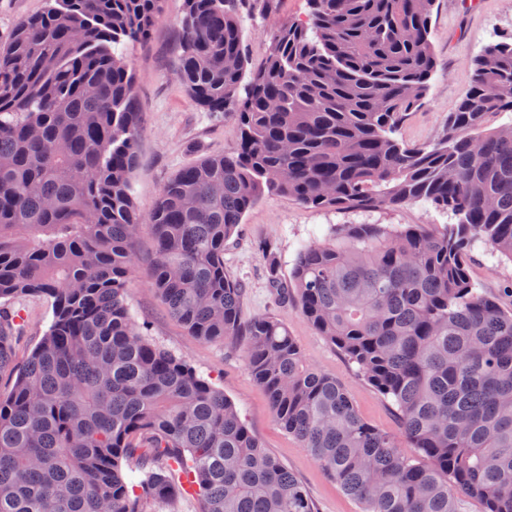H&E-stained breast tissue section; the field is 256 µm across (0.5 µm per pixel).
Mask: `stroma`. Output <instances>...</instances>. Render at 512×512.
I'll return each mask as SVG.
<instances>
[{"label":"stroma","mask_w":512,"mask_h":512,"mask_svg":"<svg viewBox=\"0 0 512 512\" xmlns=\"http://www.w3.org/2000/svg\"><path fill=\"white\" fill-rule=\"evenodd\" d=\"M183 0H164L163 14L149 39L127 44L123 53L134 75L138 106L143 114L139 164L130 177L131 196L141 215L154 209L162 186L180 169L213 154L233 151L239 136L234 117L202 111L190 98L177 69V46L183 38L179 21ZM308 0H278L275 15L266 17L251 8L240 14V31L252 63L263 61L269 50L270 27L307 20ZM512 38V0H436L431 17V41L438 61L422 104L404 118L397 136L409 143L432 142L454 111L472 79V62L484 47ZM447 213L417 202L393 210L350 213L321 210L283 195H267L246 213L224 248V268L244 283L243 319L270 314L284 323L305 362L336 377L347 388L360 415L392 435L401 429L388 399L359 380L344 356L321 336L302 313L299 303H278L264 267L260 243H270L281 257V274L290 277L302 243L324 236L336 224L449 223ZM154 240L149 224H142L135 243L136 273L127 294L130 313L144 325L149 337L185 359L198 374L225 396L263 448L299 479L316 512H360L359 503L346 494L316 463L300 442L277 423L268 395L245 366L242 349L230 343L202 342L189 336L168 313L153 291L149 270ZM468 274L479 292L512 310V261L493 257L475 246Z\"/></svg>","instance_id":"obj_1"}]
</instances>
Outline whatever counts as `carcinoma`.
I'll use <instances>...</instances> for the list:
<instances>
[{
	"instance_id": "carcinoma-1",
	"label": "carcinoma",
	"mask_w": 512,
	"mask_h": 512,
	"mask_svg": "<svg viewBox=\"0 0 512 512\" xmlns=\"http://www.w3.org/2000/svg\"><path fill=\"white\" fill-rule=\"evenodd\" d=\"M307 23L270 31L249 66L240 0H184L178 70L192 100L233 112L234 152L207 156L134 208L142 113L118 46L140 42L163 0H46L0 44V512H156L185 497L201 512H315L298 478L235 406L145 337L127 292L139 225L151 224L153 287L200 340L245 338L244 359L278 424L362 512H512V311L476 290L478 242L512 260V41L486 47L441 136L394 137L428 90L435 0H310ZM316 209L431 203L455 222L336 224L282 280L313 327L391 398L402 440L368 423L345 386L307 366L270 315L244 321V286L224 247L265 192ZM51 315L15 362L25 324ZM139 471L128 478L125 469ZM22 307L26 315V327L18 350L19 359L25 358L39 342L47 328L49 318L48 305L42 298L29 297L23 302Z\"/></svg>"
}]
</instances>
